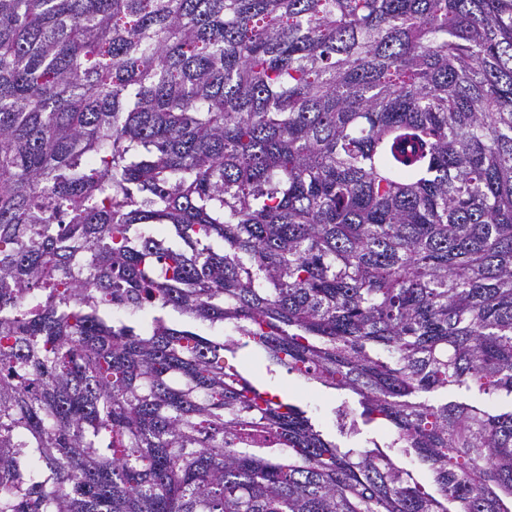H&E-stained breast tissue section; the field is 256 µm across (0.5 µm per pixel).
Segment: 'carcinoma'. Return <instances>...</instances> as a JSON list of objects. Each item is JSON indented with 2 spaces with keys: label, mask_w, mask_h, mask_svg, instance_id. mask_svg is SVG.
<instances>
[{
  "label": "carcinoma",
  "mask_w": 512,
  "mask_h": 512,
  "mask_svg": "<svg viewBox=\"0 0 512 512\" xmlns=\"http://www.w3.org/2000/svg\"><path fill=\"white\" fill-rule=\"evenodd\" d=\"M0 512H512V0H0ZM250 373L258 383L276 387L284 396L306 410L308 415L317 419L325 432L333 433V409L340 402V397L335 391L302 384L290 377L288 379L281 370H276L275 374L270 375L265 367L251 368Z\"/></svg>",
  "instance_id": "1"
}]
</instances>
